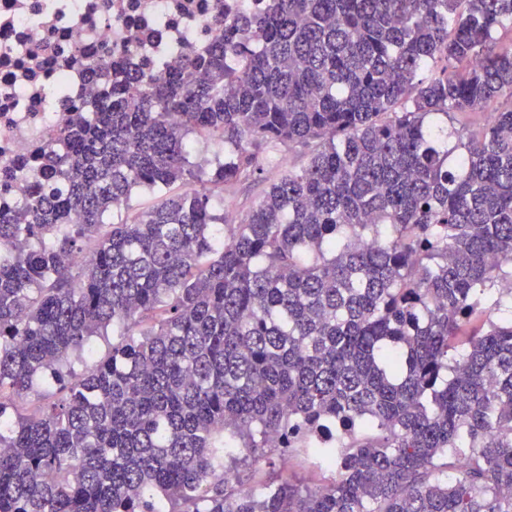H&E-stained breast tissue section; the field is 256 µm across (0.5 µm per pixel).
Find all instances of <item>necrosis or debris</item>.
<instances>
[{
    "label": "necrosis or debris",
    "mask_w": 512,
    "mask_h": 512,
    "mask_svg": "<svg viewBox=\"0 0 512 512\" xmlns=\"http://www.w3.org/2000/svg\"><path fill=\"white\" fill-rule=\"evenodd\" d=\"M255 0H0V208L27 196L40 150L114 70L165 75Z\"/></svg>",
    "instance_id": "1"
}]
</instances>
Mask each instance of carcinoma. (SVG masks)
Wrapping results in <instances>:
<instances>
[{
  "instance_id": "cac0c4a2",
  "label": "carcinoma",
  "mask_w": 512,
  "mask_h": 512,
  "mask_svg": "<svg viewBox=\"0 0 512 512\" xmlns=\"http://www.w3.org/2000/svg\"><path fill=\"white\" fill-rule=\"evenodd\" d=\"M267 2L113 78L0 212V512H512V0ZM300 453L332 479L237 475ZM190 152L195 161L214 163L215 155L224 156V146L214 139L195 134L190 138ZM265 181L247 182L240 185L232 198L221 203L215 201L214 205L217 212L222 213L224 210V235L230 234L231 226L227 224H238L241 217L244 216L249 208L256 203L268 189V186L275 178V173L269 174Z\"/></svg>"
}]
</instances>
